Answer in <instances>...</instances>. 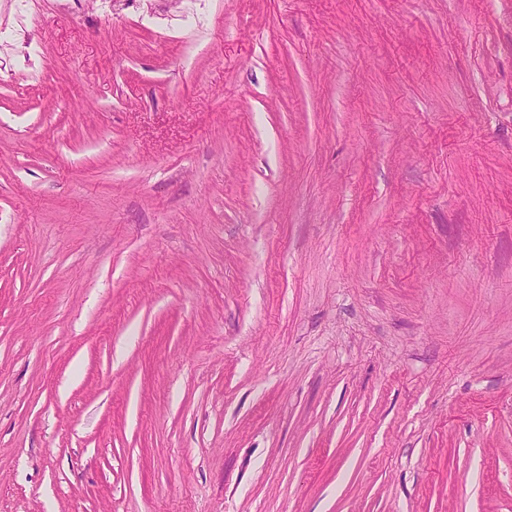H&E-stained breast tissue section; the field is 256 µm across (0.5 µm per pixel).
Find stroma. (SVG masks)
<instances>
[{"label":"stroma","instance_id":"1","mask_svg":"<svg viewBox=\"0 0 512 512\" xmlns=\"http://www.w3.org/2000/svg\"><path fill=\"white\" fill-rule=\"evenodd\" d=\"M0 512H512V0H0Z\"/></svg>","mask_w":512,"mask_h":512}]
</instances>
